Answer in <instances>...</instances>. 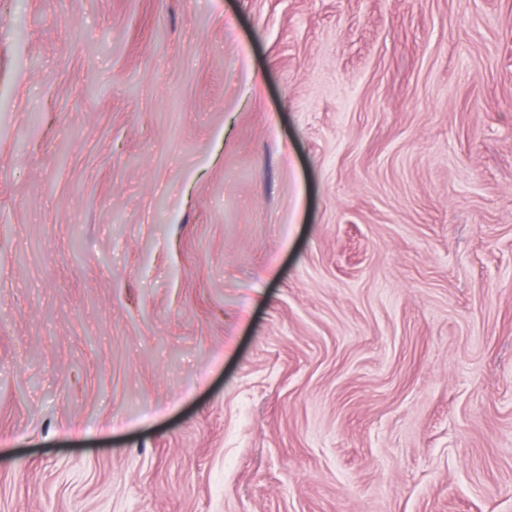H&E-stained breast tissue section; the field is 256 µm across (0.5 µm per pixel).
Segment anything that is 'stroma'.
<instances>
[{
	"mask_svg": "<svg viewBox=\"0 0 512 512\" xmlns=\"http://www.w3.org/2000/svg\"><path fill=\"white\" fill-rule=\"evenodd\" d=\"M0 512H512V0H0Z\"/></svg>",
	"mask_w": 512,
	"mask_h": 512,
	"instance_id": "1",
	"label": "stroma"
}]
</instances>
